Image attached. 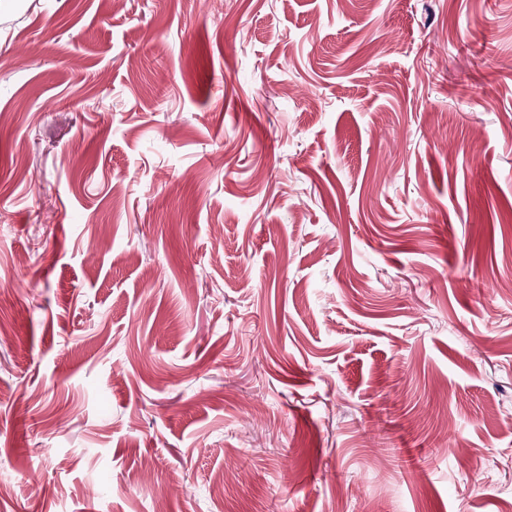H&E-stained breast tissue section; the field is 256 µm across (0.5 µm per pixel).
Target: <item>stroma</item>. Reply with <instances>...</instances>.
Returning a JSON list of instances; mask_svg holds the SVG:
<instances>
[{
  "label": "stroma",
  "instance_id": "stroma-1",
  "mask_svg": "<svg viewBox=\"0 0 512 512\" xmlns=\"http://www.w3.org/2000/svg\"><path fill=\"white\" fill-rule=\"evenodd\" d=\"M512 0H0V512H512Z\"/></svg>",
  "mask_w": 512,
  "mask_h": 512
}]
</instances>
